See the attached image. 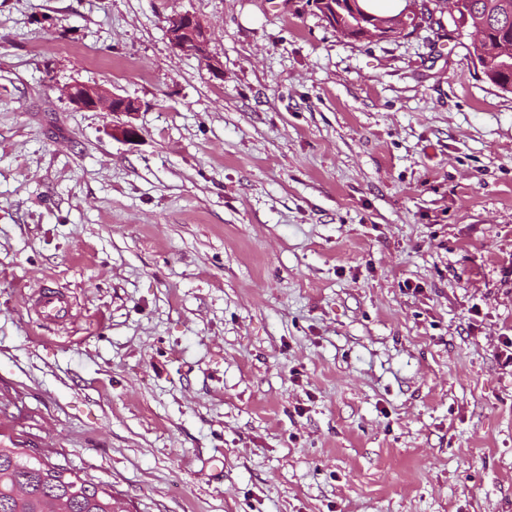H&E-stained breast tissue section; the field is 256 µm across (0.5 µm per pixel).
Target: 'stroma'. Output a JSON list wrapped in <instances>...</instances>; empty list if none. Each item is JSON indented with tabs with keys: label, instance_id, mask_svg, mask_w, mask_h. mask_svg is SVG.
Masks as SVG:
<instances>
[{
	"label": "stroma",
	"instance_id": "stroma-1",
	"mask_svg": "<svg viewBox=\"0 0 512 512\" xmlns=\"http://www.w3.org/2000/svg\"><path fill=\"white\" fill-rule=\"evenodd\" d=\"M470 43L0 0V442L125 512H512V93ZM46 284L69 321L25 306ZM167 33L173 48L208 59L207 30L193 14L183 13L174 17ZM63 95L80 111L138 112L137 103L133 99L112 93L100 85L75 82L63 89Z\"/></svg>",
	"mask_w": 512,
	"mask_h": 512
}]
</instances>
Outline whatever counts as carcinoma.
<instances>
[{
    "label": "carcinoma",
    "instance_id": "cac0c4a2",
    "mask_svg": "<svg viewBox=\"0 0 512 512\" xmlns=\"http://www.w3.org/2000/svg\"><path fill=\"white\" fill-rule=\"evenodd\" d=\"M314 0L322 14L336 12L345 38L361 39L375 22L392 23L397 16L355 14L357 0ZM458 25H484L485 36L468 49L480 71L498 81V88L512 92V56L503 46L512 44V0H463ZM0 512H121L114 499L92 480L80 477L68 465L26 454L20 448L0 446Z\"/></svg>",
    "mask_w": 512,
    "mask_h": 512
}]
</instances>
